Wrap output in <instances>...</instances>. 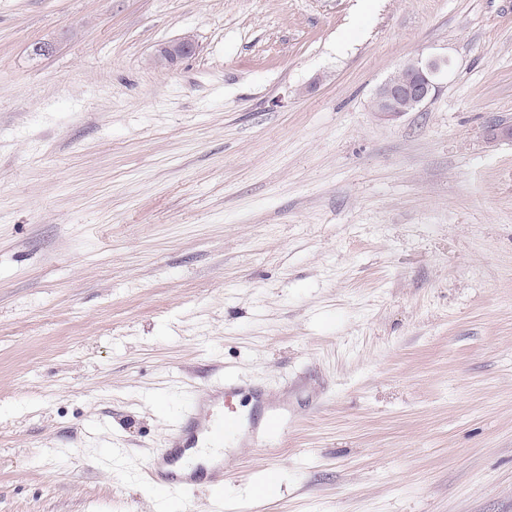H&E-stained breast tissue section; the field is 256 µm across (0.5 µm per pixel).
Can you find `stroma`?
Listing matches in <instances>:
<instances>
[{
	"label": "stroma",
	"mask_w": 512,
	"mask_h": 512,
	"mask_svg": "<svg viewBox=\"0 0 512 512\" xmlns=\"http://www.w3.org/2000/svg\"><path fill=\"white\" fill-rule=\"evenodd\" d=\"M494 119L512 0H0V512H178L143 471L227 375L288 423L198 512H512ZM195 50L196 43L193 36L185 35L161 46L155 56V62L158 66H169L176 60L194 53ZM439 70L437 61L423 62L417 58L404 62L394 76L376 88L373 97L375 112L385 119L394 120L421 107L435 88ZM399 73L402 77L397 79L395 76Z\"/></svg>",
	"instance_id": "stroma-1"
}]
</instances>
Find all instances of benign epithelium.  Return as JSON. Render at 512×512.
I'll return each mask as SVG.
<instances>
[{
  "label": "benign epithelium",
  "instance_id": "obj_1",
  "mask_svg": "<svg viewBox=\"0 0 512 512\" xmlns=\"http://www.w3.org/2000/svg\"><path fill=\"white\" fill-rule=\"evenodd\" d=\"M195 50L193 36L185 35L161 46L155 62L159 66H169ZM439 70L440 64L436 61L424 62L417 58L404 62L398 69L401 78L392 76L376 88L374 110L380 116L394 120L422 106L435 89V77Z\"/></svg>",
  "mask_w": 512,
  "mask_h": 512
}]
</instances>
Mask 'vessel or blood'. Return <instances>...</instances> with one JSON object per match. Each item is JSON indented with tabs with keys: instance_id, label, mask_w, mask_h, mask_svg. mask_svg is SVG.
I'll return each instance as SVG.
<instances>
[{
	"instance_id": "1",
	"label": "vessel or blood",
	"mask_w": 512,
	"mask_h": 512,
	"mask_svg": "<svg viewBox=\"0 0 512 512\" xmlns=\"http://www.w3.org/2000/svg\"><path fill=\"white\" fill-rule=\"evenodd\" d=\"M241 389L235 379L218 383L208 398L191 402L178 429L157 450L144 471L145 479L158 490L195 488L205 481L218 487L224 482V457L219 449L225 436L255 447L270 444L267 425L251 415H237L236 399Z\"/></svg>"
}]
</instances>
